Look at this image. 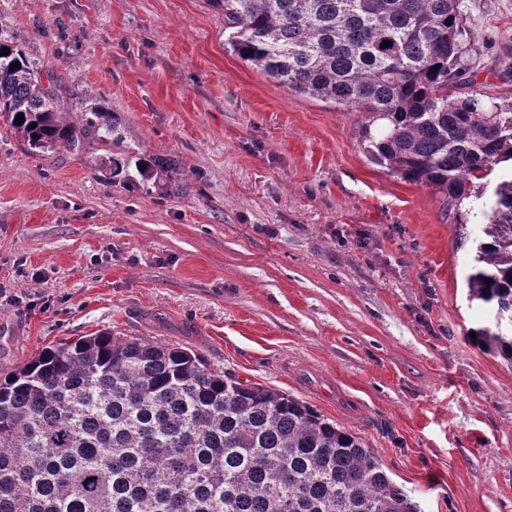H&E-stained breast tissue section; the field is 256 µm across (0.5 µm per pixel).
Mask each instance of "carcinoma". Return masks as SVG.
I'll return each mask as SVG.
<instances>
[{"instance_id":"obj_1","label":"carcinoma","mask_w":512,"mask_h":512,"mask_svg":"<svg viewBox=\"0 0 512 512\" xmlns=\"http://www.w3.org/2000/svg\"><path fill=\"white\" fill-rule=\"evenodd\" d=\"M210 2L241 60L295 92L367 114L370 158L449 206L471 196L468 183L512 163V101L474 89L465 62L474 40L459 0ZM0 119L33 153L122 139L98 108L60 121L41 71L7 40ZM108 166L114 183L169 190L172 167L160 159L114 154ZM495 195L468 285L497 315L477 345L512 363V178ZM0 512L421 507L359 437L311 403L245 384L190 348L101 333L48 347L0 377Z\"/></svg>"}]
</instances>
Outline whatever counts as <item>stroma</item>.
Here are the masks:
<instances>
[{"instance_id":"1","label":"stroma","mask_w":512,"mask_h":512,"mask_svg":"<svg viewBox=\"0 0 512 512\" xmlns=\"http://www.w3.org/2000/svg\"><path fill=\"white\" fill-rule=\"evenodd\" d=\"M479 91L512 99V0H460ZM0 37L54 77L63 119L123 139L34 153L0 122V371L109 332L200 352L360 437L422 512H512V364L467 277L507 175L449 208L364 153L365 113L224 44L210 0H0ZM174 162L175 191L104 160Z\"/></svg>"}]
</instances>
